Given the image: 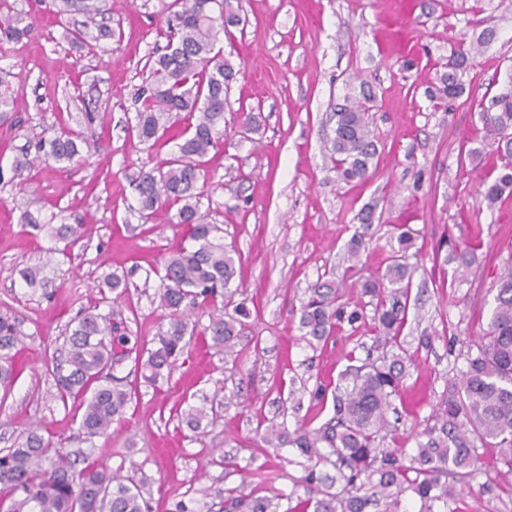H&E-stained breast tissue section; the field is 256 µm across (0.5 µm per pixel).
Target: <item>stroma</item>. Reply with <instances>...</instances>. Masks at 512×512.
I'll return each instance as SVG.
<instances>
[{
	"label": "stroma",
	"mask_w": 512,
	"mask_h": 512,
	"mask_svg": "<svg viewBox=\"0 0 512 512\" xmlns=\"http://www.w3.org/2000/svg\"><path fill=\"white\" fill-rule=\"evenodd\" d=\"M12 2L34 28L22 42L0 47V68L12 73L17 91L14 126L0 129V313H16L27 338L13 351L20 372L0 393V449L40 425L66 451L108 471L135 470L150 512H175L180 500L195 512L227 489L267 497L288 491L301 474L298 454L288 446L266 450L258 424H322L332 411L312 406L309 389L319 382L336 387L374 336L369 317L359 328L306 342L290 310L318 276H341L358 215L370 204L373 241L343 294L357 300L360 283L377 273L391 225L416 230L421 258L403 330L411 361L394 401L399 442L415 447L416 433L464 369L466 340L485 328L498 276L512 263V189L488 203V182L502 161L469 140L481 109L512 93V0H232L247 22L227 56L236 72L228 96L232 107L260 112L263 125L254 141L226 140L207 169L224 244L238 254L236 282L258 316L236 355L191 341L159 386L144 382L132 362L117 367L132 396L125 420L90 442L78 433L80 409L55 399L48 364L67 324L92 306L148 347L167 326L145 276L176 233L163 209L141 222L131 178L163 165L174 144H140L127 122L151 57L166 45L161 30L170 0H106L120 33L91 49L73 41L70 24L57 22L53 0ZM488 27L495 36L470 55L462 94L429 99L451 51ZM364 82L376 98L369 117L380 157L371 179L344 184L330 170L323 142L335 126L336 103ZM66 127L92 145L81 161L13 172L19 146ZM59 210L67 223L86 227L82 242L64 253L53 252L49 233L24 220ZM474 231L483 247L467 274L455 275L439 242L461 245ZM47 253L49 291L22 288L19 270ZM133 265L128 296L100 302L94 281ZM423 336L430 346L420 345ZM294 389L300 407L281 413ZM200 405L216 418L195 431L184 412ZM499 455L481 449L471 490L450 498L448 512H512V487L495 467Z\"/></svg>",
	"instance_id": "stroma-1"
}]
</instances>
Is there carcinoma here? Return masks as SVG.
I'll use <instances>...</instances> for the list:
<instances>
[{"label":"carcinoma","mask_w":512,"mask_h":512,"mask_svg":"<svg viewBox=\"0 0 512 512\" xmlns=\"http://www.w3.org/2000/svg\"><path fill=\"white\" fill-rule=\"evenodd\" d=\"M60 15H81L82 28L74 38L85 42L94 25L106 36L102 0H57ZM176 10L167 19L166 51L153 60L145 85L137 91L134 116L136 137L151 146L172 130L176 153L164 169H140L132 179L140 219L147 223L160 208L173 212L180 240L153 273L158 278L160 307L168 311V327L152 348L129 347L128 337L117 334L110 318L88 310L70 321L60 355L52 357V374L58 399L84 408L79 430L92 439L107 434L112 423L125 414L130 397L111 370L130 355L152 386L169 378L172 368L197 334L218 351L230 352L251 327L252 310L238 294L236 250L224 246L221 228L213 222L211 207H203L208 195V171L204 158L224 144L227 93L235 71L217 47L219 35L232 40L241 23L229 0H172ZM10 0H0V47L26 38L24 26L13 14ZM469 50L461 47L448 59L447 71L437 88L439 98L462 93L459 72L466 67ZM0 70V126L11 125L9 116L14 90ZM372 95H346L336 105V127L325 143L327 158L339 182L349 184L372 175L379 155L378 140L369 119ZM497 111L482 113L481 147L502 154L503 172L488 187L486 197L495 201L512 186V94L496 97ZM261 126L260 115L240 112L233 135L251 141ZM87 141L79 131L63 129L41 136L18 149L12 168L23 172L51 164L73 163L81 158ZM61 217L43 219L30 214L33 228H51V236L69 249L84 237L81 224L54 225ZM389 254L377 276L361 283L360 299L341 301L336 281L317 279L305 291L299 308V329L306 341H321L343 324L365 321V307L372 306L374 342L397 348L379 361L366 358L346 369L332 394L333 414L319 427L268 426L263 441L273 448L290 445L302 461L303 475L291 478V489L270 498L228 493L223 512H400L402 497L419 503L417 512H448V498L456 486H469L478 462V449L500 448L498 472L512 476V264L498 278L497 293L486 328L471 340L460 378L450 382L431 417L432 423L417 434L416 448H392L397 429L388 420L393 398L400 393L407 354L400 341L407 316L414 265L409 250L414 230L393 224L389 230ZM481 246L479 235L463 248H452L455 273L465 272ZM51 260L26 267L21 277L26 286L44 287L49 282ZM138 267L122 275L103 277L99 287L120 299L129 293ZM368 301H363V298ZM210 310L209 323L189 325L182 305ZM22 321L12 313L0 314V385L13 381L15 368L10 352L25 334ZM61 446L30 427L12 445L0 451V512H149L148 501L135 476L109 472L93 463L77 468Z\"/></svg>","instance_id":"carcinoma-1"}]
</instances>
